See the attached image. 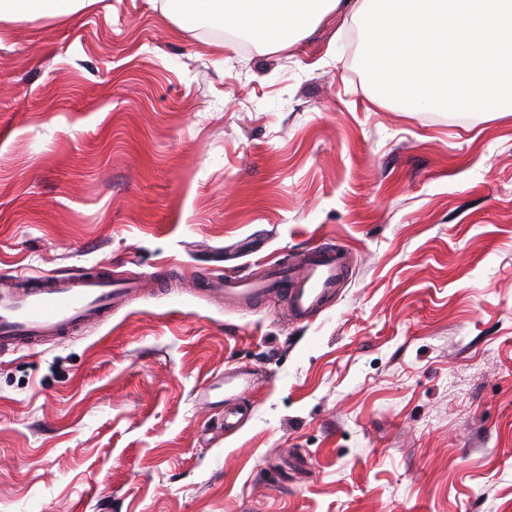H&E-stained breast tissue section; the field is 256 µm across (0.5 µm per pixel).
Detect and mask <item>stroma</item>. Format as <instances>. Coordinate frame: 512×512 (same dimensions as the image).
<instances>
[{
	"instance_id": "obj_1",
	"label": "stroma",
	"mask_w": 512,
	"mask_h": 512,
	"mask_svg": "<svg viewBox=\"0 0 512 512\" xmlns=\"http://www.w3.org/2000/svg\"><path fill=\"white\" fill-rule=\"evenodd\" d=\"M344 15L281 48L153 0L0 23V278L176 289L0 357V512H512V115L379 102ZM350 254L320 313L192 296ZM247 365L242 425L197 399Z\"/></svg>"
}]
</instances>
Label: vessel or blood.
I'll use <instances>...</instances> for the list:
<instances>
[{
	"label": "vessel or blood",
	"instance_id": "obj_1",
	"mask_svg": "<svg viewBox=\"0 0 512 512\" xmlns=\"http://www.w3.org/2000/svg\"><path fill=\"white\" fill-rule=\"evenodd\" d=\"M348 267L344 249L321 245L304 253L299 264L265 263L245 278L228 280L220 272H207L198 293L238 307L259 297L281 299L296 317L305 318L335 293ZM16 279L17 286H0V356L67 339L145 295L135 280H115L94 271L75 276L20 273ZM224 383L233 394L254 388L258 376L254 369L238 366L228 370Z\"/></svg>",
	"mask_w": 512,
	"mask_h": 512
}]
</instances>
